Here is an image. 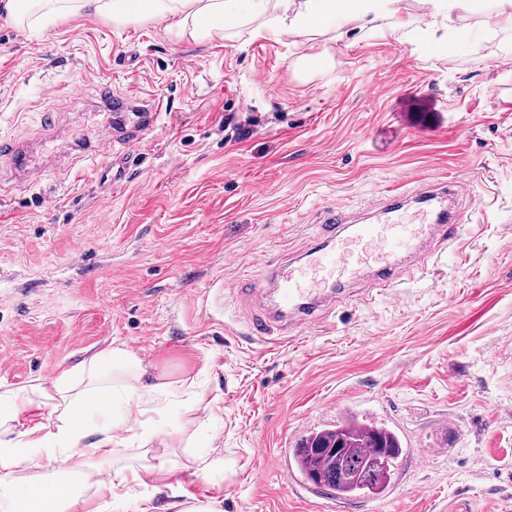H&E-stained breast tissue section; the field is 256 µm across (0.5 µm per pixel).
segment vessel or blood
<instances>
[{
  "mask_svg": "<svg viewBox=\"0 0 512 512\" xmlns=\"http://www.w3.org/2000/svg\"><path fill=\"white\" fill-rule=\"evenodd\" d=\"M98 99L108 108L135 113L138 119L137 128L120 140L121 155H114L111 144L105 143L86 159L92 182L108 191L125 178L140 142V128L157 123L163 103L136 94L115 96L108 84L101 87ZM0 157L33 181L46 175L43 162L16 141L0 140ZM470 191L471 182L465 178L420 176L411 185L384 188L368 204L370 222L360 221L345 204L330 208L318 243L300 259L279 263L272 285L236 282L234 293L240 303L255 307L267 300L272 303L271 311L252 321V338L278 346L284 330L319 324L323 307H336L357 287L367 298L396 294L401 260L415 259L423 269L433 257L426 249L428 243L455 242L465 219L453 202Z\"/></svg>",
  "mask_w": 512,
  "mask_h": 512,
  "instance_id": "1",
  "label": "vessel or blood"
}]
</instances>
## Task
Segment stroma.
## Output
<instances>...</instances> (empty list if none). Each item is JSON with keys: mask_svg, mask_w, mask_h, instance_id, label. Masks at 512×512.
<instances>
[{"mask_svg": "<svg viewBox=\"0 0 512 512\" xmlns=\"http://www.w3.org/2000/svg\"><path fill=\"white\" fill-rule=\"evenodd\" d=\"M399 0L396 30L173 42L158 24L91 15L41 32L0 14V138L59 113L69 140L101 123L100 83L168 101L126 183L100 194L84 164L37 184L0 181V390L22 391L118 344L144 383L194 384L150 446L83 456L81 512H121L99 473L151 512L219 499L221 512H504L512 500V33ZM77 84L88 101L65 97ZM419 174L473 178L456 251L401 273L392 298L350 300L283 346L254 341L231 278L268 281L309 249L325 211L356 209ZM91 260L77 270L74 259ZM393 429L403 451L380 499L289 490L279 468L345 412ZM447 428H439L440 420ZM266 459H258V450ZM217 461L200 470L198 458Z\"/></svg>", "mask_w": 512, "mask_h": 512, "instance_id": "obj_1", "label": "stroma"}]
</instances>
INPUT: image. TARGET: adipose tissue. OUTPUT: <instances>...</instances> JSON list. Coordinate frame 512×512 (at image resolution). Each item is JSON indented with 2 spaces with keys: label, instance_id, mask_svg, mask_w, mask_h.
I'll return each instance as SVG.
<instances>
[{
  "label": "adipose tissue",
  "instance_id": "adipose-tissue-1",
  "mask_svg": "<svg viewBox=\"0 0 512 512\" xmlns=\"http://www.w3.org/2000/svg\"><path fill=\"white\" fill-rule=\"evenodd\" d=\"M395 0H0V12L18 27L33 28L58 20L93 14L115 27L162 22L174 40L206 41L223 38L232 23L252 16L259 23L253 34L305 37L334 26L359 23L373 30L388 27L397 13ZM142 361L125 347L98 351L51 380L36 379L19 392L0 390V512H73L80 492L54 497L69 463L80 455L79 441L94 414L119 412L150 396L168 403L180 387L161 381L143 385ZM47 409L46 423L20 429L21 415ZM157 435L156 420L146 416L128 427L102 428L90 452L103 457L132 442L148 445ZM45 461L40 478L15 492L13 475L21 465Z\"/></svg>",
  "mask_w": 512,
  "mask_h": 512
}]
</instances>
